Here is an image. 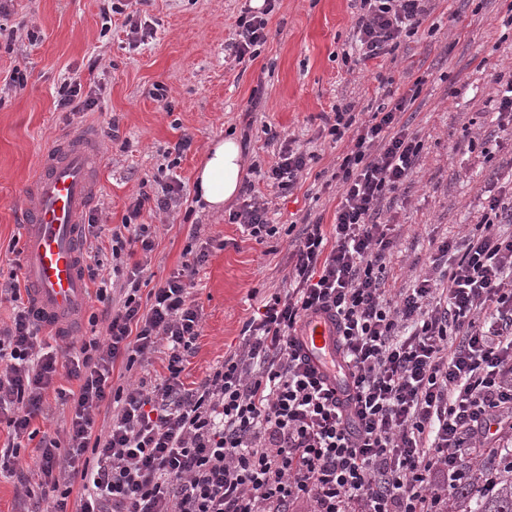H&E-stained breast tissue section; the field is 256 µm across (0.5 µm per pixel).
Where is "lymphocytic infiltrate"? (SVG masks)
<instances>
[{
	"label": "lymphocytic infiltrate",
	"mask_w": 512,
	"mask_h": 512,
	"mask_svg": "<svg viewBox=\"0 0 512 512\" xmlns=\"http://www.w3.org/2000/svg\"><path fill=\"white\" fill-rule=\"evenodd\" d=\"M272 4L244 9L232 44L253 59L267 38ZM431 0H360L351 68L394 54L415 35ZM412 103L386 93L369 119L336 106L324 124L351 147L331 178L340 193L332 228L304 225L295 245L293 288L274 294L248 322L241 351L196 387L181 380L201 334L190 290L208 259L192 250L165 283L141 284L155 242L137 217L146 202L167 209L177 185L130 206L133 224L112 230V274L83 263L108 316L105 332L57 354L17 283L10 325L0 327V416L11 430L0 475L14 476L24 440L35 458L49 512H69L60 472L80 477L76 512H448L458 481L476 476L483 440L512 431V197L488 199L463 249L438 247L451 261L387 298L384 260L393 241L381 206L414 176L423 148L401 125ZM310 154L282 142L267 178L294 187ZM229 223L256 239L275 236L265 204L248 197ZM144 259L125 268L127 247ZM329 313L347 375L337 388L303 353L297 333L313 313ZM166 342L168 374L152 388H113L116 363L133 367ZM78 383L70 394L65 439L36 437L32 420L58 373ZM112 408L108 424L96 417Z\"/></svg>",
	"instance_id": "lymphocytic-infiltrate-1"
}]
</instances>
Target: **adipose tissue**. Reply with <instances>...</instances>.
<instances>
[{
    "label": "adipose tissue",
    "mask_w": 512,
    "mask_h": 512,
    "mask_svg": "<svg viewBox=\"0 0 512 512\" xmlns=\"http://www.w3.org/2000/svg\"><path fill=\"white\" fill-rule=\"evenodd\" d=\"M243 177V157L236 139L213 143L197 171L196 186L200 199L209 208H222L238 192Z\"/></svg>",
    "instance_id": "adipose-tissue-1"
}]
</instances>
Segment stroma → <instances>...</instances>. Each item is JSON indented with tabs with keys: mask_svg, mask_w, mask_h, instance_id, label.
Segmentation results:
<instances>
[{
	"mask_svg": "<svg viewBox=\"0 0 512 512\" xmlns=\"http://www.w3.org/2000/svg\"><path fill=\"white\" fill-rule=\"evenodd\" d=\"M249 2L125 0L123 13L116 14L111 0H9L0 14V286L11 282L23 250L20 203L43 153L94 126L102 151V191L92 206L98 223L121 226L139 192L153 197L166 185L182 187L180 200L168 209L152 201L137 218L156 229L152 283L179 268L191 231L209 245L191 290L202 331L181 374L188 387L239 350L257 308L287 288L303 221L334 224L338 195L327 177L347 144L332 140L322 116L336 104H352L367 115L386 91L419 92L401 119L424 149L411 183L380 211L394 241L387 294L416 277H438V242H463L480 222L487 196L512 194V134L491 121L499 97L489 76L493 69L512 73V30L502 25L512 0H433L417 35L403 41L394 57L352 73L342 54L351 41L356 0H277L259 55L240 62L228 45ZM16 69L27 74L20 89L9 82ZM75 82L97 108H59L61 87ZM267 126L313 156L292 190L274 187L262 175L278 152L263 132ZM230 136L244 140L245 164L260 165V173L248 170L244 179L279 228L260 242L229 223L228 209L204 210L196 203L197 169L208 148ZM184 137L189 148L173 155ZM166 374L167 350L161 347L132 370L116 365L112 384L151 386ZM77 388V381L56 377L32 422L38 434H62L58 393ZM36 454L35 448L22 449L16 476L0 478V512H34L40 497ZM23 478L32 490L27 497Z\"/></svg>",
	"mask_w": 512,
	"mask_h": 512,
	"instance_id": "obj_1",
	"label": "stroma"
}]
</instances>
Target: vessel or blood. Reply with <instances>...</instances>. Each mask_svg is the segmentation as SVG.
<instances>
[{
  "instance_id": "b4317fda",
  "label": "vessel or blood",
  "mask_w": 512,
  "mask_h": 512,
  "mask_svg": "<svg viewBox=\"0 0 512 512\" xmlns=\"http://www.w3.org/2000/svg\"><path fill=\"white\" fill-rule=\"evenodd\" d=\"M97 136L87 130L60 140L43 154L40 171L25 189L24 272L33 313L44 327L74 335L88 284L82 273V219L100 192ZM299 340L314 367L340 371L336 327L324 312L311 315Z\"/></svg>"
}]
</instances>
